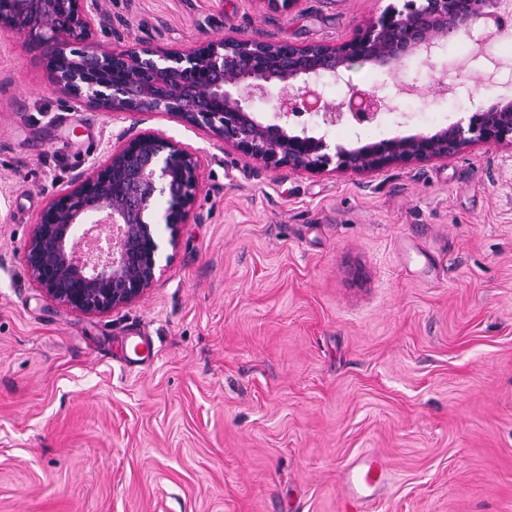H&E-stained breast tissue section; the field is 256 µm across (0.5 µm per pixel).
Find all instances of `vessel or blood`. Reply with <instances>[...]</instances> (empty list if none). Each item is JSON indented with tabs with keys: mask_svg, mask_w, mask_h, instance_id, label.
I'll return each mask as SVG.
<instances>
[{
	"mask_svg": "<svg viewBox=\"0 0 512 512\" xmlns=\"http://www.w3.org/2000/svg\"><path fill=\"white\" fill-rule=\"evenodd\" d=\"M389 480L390 466L384 457L375 452L358 453L343 472L340 512H375Z\"/></svg>",
	"mask_w": 512,
	"mask_h": 512,
	"instance_id": "obj_1",
	"label": "vessel or blood"
}]
</instances>
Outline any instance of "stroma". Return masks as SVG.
Listing matches in <instances>:
<instances>
[{
    "label": "stroma",
    "mask_w": 512,
    "mask_h": 512,
    "mask_svg": "<svg viewBox=\"0 0 512 512\" xmlns=\"http://www.w3.org/2000/svg\"><path fill=\"white\" fill-rule=\"evenodd\" d=\"M394 0H101L121 48L234 34L334 43ZM406 61L407 93L356 64L323 80L391 99L328 145L436 131L512 95L484 39ZM458 73L440 93L441 69ZM493 77L492 84L480 75ZM133 122L53 91L41 53L0 35V512H337L343 470L391 466L378 512H512V147L369 174L263 168L162 114L202 152L196 208L159 281L87 315L48 301L23 260L47 197ZM152 345L127 367V337Z\"/></svg>",
    "instance_id": "stroma-1"
}]
</instances>
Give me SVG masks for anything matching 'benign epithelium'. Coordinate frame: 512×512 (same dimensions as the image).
<instances>
[{"label":"benign epithelium","instance_id":"obj_1","mask_svg":"<svg viewBox=\"0 0 512 512\" xmlns=\"http://www.w3.org/2000/svg\"><path fill=\"white\" fill-rule=\"evenodd\" d=\"M287 14L300 0H260ZM512 16V0H403L357 26L335 44H287L228 35L206 43L108 47L95 28H112L100 0H0V33L18 34L40 49L55 92L98 110L164 113L233 146L266 169L368 173L454 156L478 144L512 146V98L481 105L467 122L430 134L394 136L326 153L324 138L298 126L315 114L336 126L375 122L395 107L373 91L349 88L337 105L314 99L318 82L339 80L357 63L400 78L404 62L438 55L471 32L477 19ZM273 103L272 120H258L250 102ZM202 158L198 149L134 121L104 155L52 192L24 245L31 281L45 297L88 315L140 299L164 272L158 226L177 250L184 224L202 221L195 207Z\"/></svg>","mask_w":512,"mask_h":512}]
</instances>
